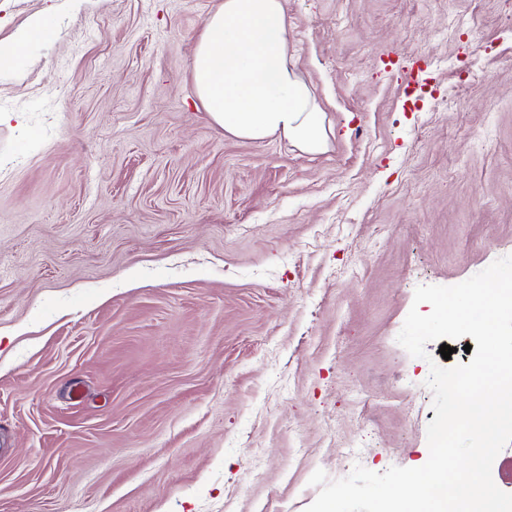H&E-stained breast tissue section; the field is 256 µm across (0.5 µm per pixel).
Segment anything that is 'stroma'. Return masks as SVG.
<instances>
[{
  "mask_svg": "<svg viewBox=\"0 0 512 512\" xmlns=\"http://www.w3.org/2000/svg\"><path fill=\"white\" fill-rule=\"evenodd\" d=\"M222 2L0 0L51 25L0 70V512H305L428 449L414 292L512 255L504 2L285 0L319 155L203 109Z\"/></svg>",
  "mask_w": 512,
  "mask_h": 512,
  "instance_id": "35a3bbf8",
  "label": "stroma"
}]
</instances>
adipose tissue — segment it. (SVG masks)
Masks as SVG:
<instances>
[{
	"mask_svg": "<svg viewBox=\"0 0 512 512\" xmlns=\"http://www.w3.org/2000/svg\"><path fill=\"white\" fill-rule=\"evenodd\" d=\"M284 0H224L206 20L192 63L195 91L233 137H278L306 153L328 150L332 127L298 71Z\"/></svg>",
	"mask_w": 512,
	"mask_h": 512,
	"instance_id": "obj_1",
	"label": "adipose tissue"
}]
</instances>
